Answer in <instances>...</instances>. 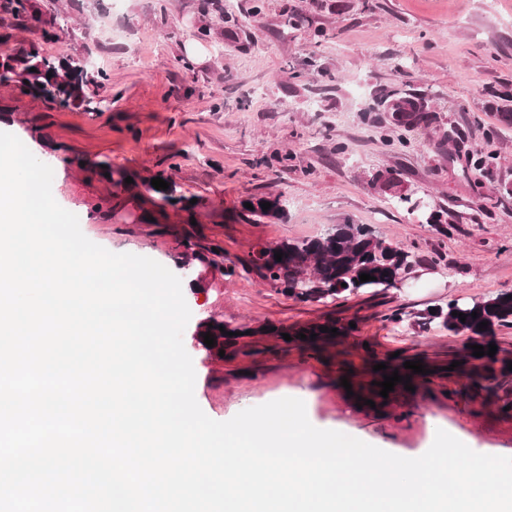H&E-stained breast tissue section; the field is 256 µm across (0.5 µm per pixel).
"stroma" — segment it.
<instances>
[{
    "label": "stroma",
    "mask_w": 512,
    "mask_h": 512,
    "mask_svg": "<svg viewBox=\"0 0 512 512\" xmlns=\"http://www.w3.org/2000/svg\"><path fill=\"white\" fill-rule=\"evenodd\" d=\"M33 2L39 26L12 22V43L104 73L100 109L0 85V131L52 168L55 200L89 240L181 278L206 415L294 397L313 425L399 456L426 452L440 428L512 456V373H488L468 334L437 315L512 292V0ZM409 93L426 97L428 123H393L389 101ZM478 154L489 159L479 169ZM102 161L136 187L105 176ZM379 173L441 223L393 204L372 182ZM159 175L198 205L155 206L146 184ZM260 193L284 195L285 220H246L242 200ZM346 221L410 252L411 278L304 301L189 260L184 246L199 240L234 261ZM217 323L225 333L206 346ZM416 360L426 374L381 396L377 364Z\"/></svg>",
    "instance_id": "1"
}]
</instances>
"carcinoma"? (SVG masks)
I'll return each instance as SVG.
<instances>
[{"instance_id": "cac0c4a2", "label": "carcinoma", "mask_w": 512, "mask_h": 512, "mask_svg": "<svg viewBox=\"0 0 512 512\" xmlns=\"http://www.w3.org/2000/svg\"><path fill=\"white\" fill-rule=\"evenodd\" d=\"M10 17L38 21L31 0H0V21ZM26 80L27 89L54 103L81 107L86 112L98 111L95 93L90 91L96 81L72 58L49 59L32 46L18 44L0 61V83L22 85ZM389 106L398 126H416L429 120V111L420 97H400ZM246 202L252 204L248 213L256 222L280 220L285 216V202L280 194L250 196ZM263 202L271 203L266 211L261 207ZM187 249L200 263L218 271L224 269V254L199 243H189ZM277 251L283 252L279 262L275 260ZM240 264L285 294L321 300L345 291L391 288L398 276L412 266V261L408 252L364 224H337L316 240L284 241L274 247L262 245ZM361 273H368L376 280L362 282ZM454 311L466 314V320L460 321L452 315ZM473 312L478 313L475 319L471 316ZM482 321L488 322L484 331L478 329ZM443 322L450 331H468L474 336L487 335L495 324L512 326V292L468 305L451 300Z\"/></svg>"}]
</instances>
